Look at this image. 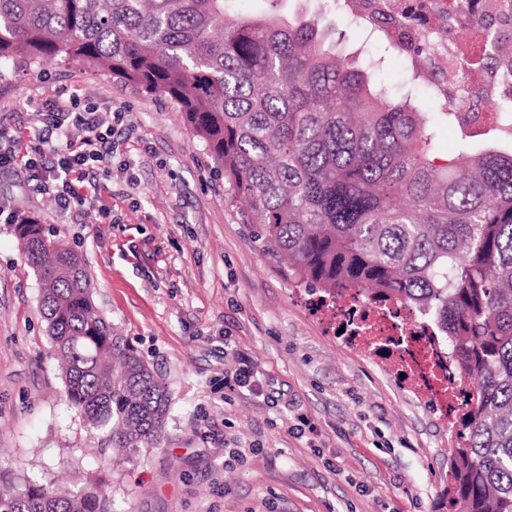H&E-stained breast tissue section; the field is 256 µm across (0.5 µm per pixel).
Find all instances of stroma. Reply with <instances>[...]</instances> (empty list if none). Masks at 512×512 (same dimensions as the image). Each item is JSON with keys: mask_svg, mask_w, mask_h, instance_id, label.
<instances>
[{"mask_svg": "<svg viewBox=\"0 0 512 512\" xmlns=\"http://www.w3.org/2000/svg\"><path fill=\"white\" fill-rule=\"evenodd\" d=\"M75 96L124 115L97 207L59 216L0 175V200L85 260L122 344L171 406L159 447L120 452L70 407L40 281L0 223V468L49 485L102 478L113 512H447L455 432L390 360L335 334L224 201L203 143L166 100L61 61L0 74V127ZM265 394L233 386L241 359ZM313 432L297 434L298 417Z\"/></svg>", "mask_w": 512, "mask_h": 512, "instance_id": "35a3bbf8", "label": "stroma"}]
</instances>
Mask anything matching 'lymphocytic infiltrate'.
Instances as JSON below:
<instances>
[{"instance_id": "f902f5d3", "label": "lymphocytic infiltrate", "mask_w": 512, "mask_h": 512, "mask_svg": "<svg viewBox=\"0 0 512 512\" xmlns=\"http://www.w3.org/2000/svg\"><path fill=\"white\" fill-rule=\"evenodd\" d=\"M27 132L0 130V171L21 167L34 191L49 195L58 213L81 211L99 190V172L112 165L111 121L77 97L42 102Z\"/></svg>"}]
</instances>
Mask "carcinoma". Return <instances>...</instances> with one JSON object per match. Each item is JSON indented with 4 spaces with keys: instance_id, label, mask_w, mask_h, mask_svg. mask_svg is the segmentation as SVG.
I'll return each mask as SVG.
<instances>
[{
    "instance_id": "carcinoma-1",
    "label": "carcinoma",
    "mask_w": 512,
    "mask_h": 512,
    "mask_svg": "<svg viewBox=\"0 0 512 512\" xmlns=\"http://www.w3.org/2000/svg\"><path fill=\"white\" fill-rule=\"evenodd\" d=\"M239 0H0V65L47 60L104 69L162 97L224 173L225 203L254 227L263 253L288 260V279L372 305L411 307L472 383L446 416L448 512H512V130L477 144L465 134L440 163L436 127L412 94L397 100L377 76L375 50L358 64L333 42V18L285 0L261 15ZM477 23L482 65L512 77V3ZM387 22L370 38L406 55L430 102L462 129L458 68L424 62L432 36L401 46ZM42 286L41 314L65 374L69 404L118 450L161 442L166 386L92 298L83 258L42 224L15 225ZM0 512H112L106 485L74 492L0 471Z\"/></svg>"
}]
</instances>
